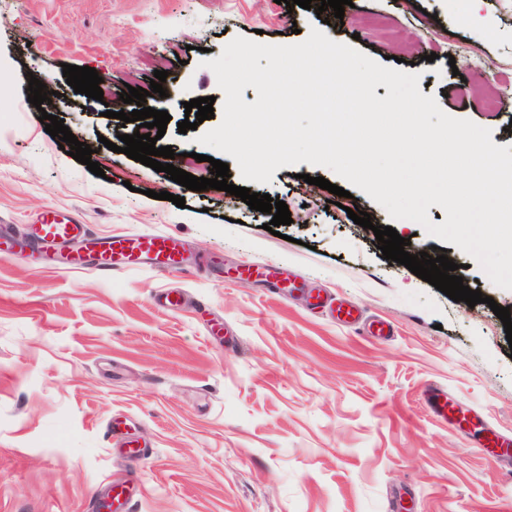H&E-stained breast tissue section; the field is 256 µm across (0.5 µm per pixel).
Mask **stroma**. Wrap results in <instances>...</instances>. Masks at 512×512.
Wrapping results in <instances>:
<instances>
[{"label": "stroma", "instance_id": "obj_1", "mask_svg": "<svg viewBox=\"0 0 512 512\" xmlns=\"http://www.w3.org/2000/svg\"><path fill=\"white\" fill-rule=\"evenodd\" d=\"M322 25L312 9L281 0H0V225L30 232L48 209L76 212L89 233H175L203 264L191 275L127 269L104 277L44 266L18 246L0 255V512H97L114 482L121 512H512V459H496L481 435L449 431L426 387L443 385L489 432L512 436V343L488 300L512 307L470 256L361 190L332 205L306 176L327 168L277 169L244 183L285 201L291 224L216 189L191 191L164 172L108 149L136 124L124 86L149 87L167 71L160 143L175 167L210 177L212 150L196 141L206 120L179 133L184 104L225 98L201 62L236 36L273 45L323 27L375 61L421 75L441 109L512 145V0H482L460 22L453 0H352ZM95 68L107 102L74 92L64 65ZM56 95L28 101L30 78ZM112 117H105V110ZM64 119L89 144L103 176L60 149L40 112ZM184 197V207L150 191ZM371 216L372 228L349 218ZM392 226L411 254L442 249L482 303L453 301L399 263L373 233ZM272 266L294 282L282 292L242 277ZM184 291L169 310L161 291ZM345 301L391 336L374 338L310 306ZM129 420L144 442L130 463L106 435Z\"/></svg>", "mask_w": 512, "mask_h": 512}]
</instances>
